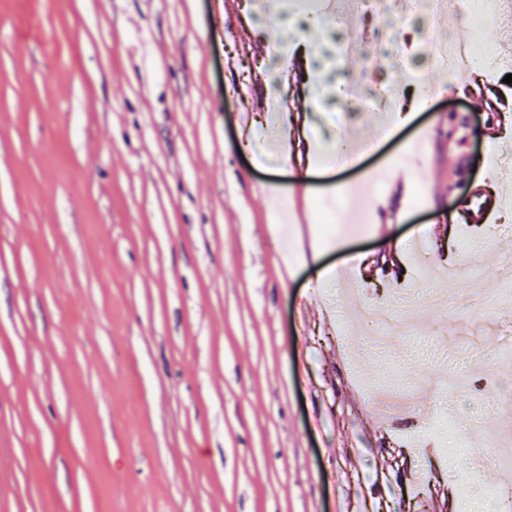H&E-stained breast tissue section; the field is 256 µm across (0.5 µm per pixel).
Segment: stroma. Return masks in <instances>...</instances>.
<instances>
[{"label":"stroma","instance_id":"stroma-1","mask_svg":"<svg viewBox=\"0 0 512 512\" xmlns=\"http://www.w3.org/2000/svg\"><path fill=\"white\" fill-rule=\"evenodd\" d=\"M407 68L450 28L505 49L456 0L439 26L397 10ZM295 95L319 93L324 39L253 0H0V512H450L467 475L366 396L437 370L484 384L441 399L465 431L512 426V361L439 327L487 321L512 341V83L406 103L407 121L346 169L322 154L306 184L277 160L265 111L278 45ZM381 114L310 112L318 146L375 138ZM494 182L488 224L449 223ZM348 195L326 238L320 206ZM321 246L318 264L308 263ZM414 321L382 359L363 351L355 298Z\"/></svg>","mask_w":512,"mask_h":512}]
</instances>
